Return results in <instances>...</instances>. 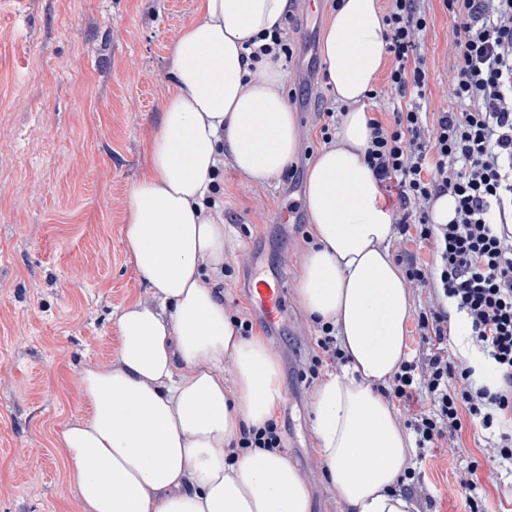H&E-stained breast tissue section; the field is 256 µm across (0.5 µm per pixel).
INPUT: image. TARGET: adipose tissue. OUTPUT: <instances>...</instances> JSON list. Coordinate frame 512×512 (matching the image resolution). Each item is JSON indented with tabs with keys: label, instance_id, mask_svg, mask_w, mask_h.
<instances>
[{
	"label": "adipose tissue",
	"instance_id": "obj_1",
	"mask_svg": "<svg viewBox=\"0 0 512 512\" xmlns=\"http://www.w3.org/2000/svg\"><path fill=\"white\" fill-rule=\"evenodd\" d=\"M287 0H198L171 51L174 90L164 102L131 192L126 253L153 289L116 318L115 363L79 373L86 416L60 446L78 512H311L307 484L285 453L234 445L263 427L283 400L279 360L265 338L241 336L217 285L224 220L205 199L211 174L231 159L258 181L283 171L298 149L279 61H243L248 39L282 26ZM378 0H341L322 42L339 115L336 142L307 176L315 247L299 293L332 323L349 358L344 376L317 392L314 427L327 475L348 512H410L397 491L409 440L376 382L404 359L408 291L386 243L390 216L364 160L363 100L384 65ZM238 389L229 395L224 367Z\"/></svg>",
	"mask_w": 512,
	"mask_h": 512
}]
</instances>
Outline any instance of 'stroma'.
<instances>
[{"label": "stroma", "mask_w": 512, "mask_h": 512, "mask_svg": "<svg viewBox=\"0 0 512 512\" xmlns=\"http://www.w3.org/2000/svg\"><path fill=\"white\" fill-rule=\"evenodd\" d=\"M197 0H0V512H78L70 466L58 446L81 416L79 370L106 365L118 347L114 319L150 290L123 245L132 189L172 91L170 49ZM292 31L284 97L295 113L298 171L258 182L225 164L224 309L250 311L253 266L276 270L288 288L280 329L254 319L280 363L285 452L305 478L312 512H347L318 452L313 408L321 381L302 379L317 325L298 285L313 224L307 172L323 148L315 101L329 0ZM429 86L424 110L451 109V21L427 0ZM293 209L288 223L274 221ZM481 431L464 423L455 448L435 449L399 491L412 512H512V471H492ZM476 473L473 494L459 478Z\"/></svg>", "instance_id": "35a3bbf8"}]
</instances>
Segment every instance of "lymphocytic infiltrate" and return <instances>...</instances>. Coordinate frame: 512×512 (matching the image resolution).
Here are the masks:
<instances>
[{
    "label": "lymphocytic infiltrate",
    "mask_w": 512,
    "mask_h": 512,
    "mask_svg": "<svg viewBox=\"0 0 512 512\" xmlns=\"http://www.w3.org/2000/svg\"><path fill=\"white\" fill-rule=\"evenodd\" d=\"M385 52L391 66L368 99L393 97L387 120L370 118L364 159L382 189H396L392 224L403 240L429 245L431 262L398 252L410 287L427 301L415 328L424 357L400 364L384 380L390 401L418 402L406 421L418 458L455 442L463 418L489 432L491 468L512 464V0H442L452 20L456 107L421 112L429 74L420 37L429 18L421 0H385ZM455 201L453 218L432 220L441 196ZM455 301L497 373L476 384L466 362L448 353V301Z\"/></svg>",
    "instance_id": "lymphocytic-infiltrate-1"
}]
</instances>
